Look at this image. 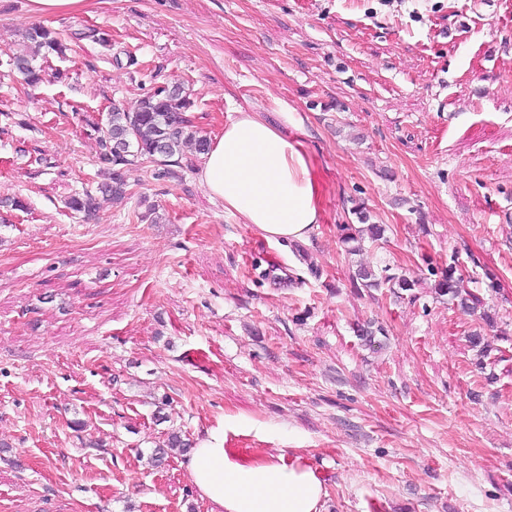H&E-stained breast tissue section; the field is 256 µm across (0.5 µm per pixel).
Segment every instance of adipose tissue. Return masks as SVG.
<instances>
[{
	"mask_svg": "<svg viewBox=\"0 0 512 512\" xmlns=\"http://www.w3.org/2000/svg\"><path fill=\"white\" fill-rule=\"evenodd\" d=\"M199 179L227 213L269 242L304 240L321 221L313 162L301 144L251 112H238L202 154ZM189 472L211 512H324L327 490L302 456L259 460L213 433L189 453Z\"/></svg>",
	"mask_w": 512,
	"mask_h": 512,
	"instance_id": "obj_1",
	"label": "adipose tissue"
}]
</instances>
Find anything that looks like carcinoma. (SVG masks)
Returning a JSON list of instances; mask_svg holds the SVG:
<instances>
[{
    "mask_svg": "<svg viewBox=\"0 0 512 512\" xmlns=\"http://www.w3.org/2000/svg\"><path fill=\"white\" fill-rule=\"evenodd\" d=\"M25 39L30 43L31 52L15 54L10 57L12 69L23 75L24 81L35 86L43 81V69L37 66L36 61L41 51L54 52L58 56L65 55L67 47L62 43L58 33L43 25H33L25 32ZM191 108V99L185 88L176 89L165 87L142 98L130 108L114 109L108 114L107 128L101 139V162L109 165L108 181L99 185V192L114 197L125 193L127 185V172L141 157L154 159L162 165L171 162L175 156L182 155L184 149L191 148L202 154L208 147V139L198 131L192 129L190 120L185 112ZM166 142V152L160 154L156 151L159 142ZM68 207L74 211L90 213L95 210V198L89 192L73 196ZM360 224L343 225L346 235L343 242L354 244L352 252L360 251L357 243L368 238L372 241L380 239L384 228L380 224L368 223L369 216L358 212ZM359 279L366 288H377L381 283L391 284V287L400 291H410L416 285V280L406 275L379 276L371 268L360 266ZM437 294L448 297L452 304L464 309H476L481 305L480 298L468 287L465 280L456 275V268L450 266L445 275L435 284ZM186 443L180 435H169L166 448L153 450L147 458L151 466L158 465L167 449L177 448L185 451Z\"/></svg>",
    "mask_w": 512,
    "mask_h": 512,
    "instance_id": "obj_1",
    "label": "carcinoma"
}]
</instances>
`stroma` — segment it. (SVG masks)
I'll return each instance as SVG.
<instances>
[{
	"label": "stroma",
	"mask_w": 512,
	"mask_h": 512,
	"mask_svg": "<svg viewBox=\"0 0 512 512\" xmlns=\"http://www.w3.org/2000/svg\"><path fill=\"white\" fill-rule=\"evenodd\" d=\"M26 4L0 0V512H210L186 454L140 459L209 431L301 451L325 512H512V0H90L41 17L71 50L36 88L7 66ZM175 82L207 137L244 110L302 144L309 240L225 213L190 151L67 208L112 106ZM359 209L386 232L349 255ZM451 265L494 326L436 295ZM359 279L363 281L365 288H378L382 282L391 283L390 288H398L396 293L400 291H411L416 285V280L406 275H387L377 276V274L367 266L360 265L358 269Z\"/></svg>",
	"instance_id": "stroma-1"
}]
</instances>
